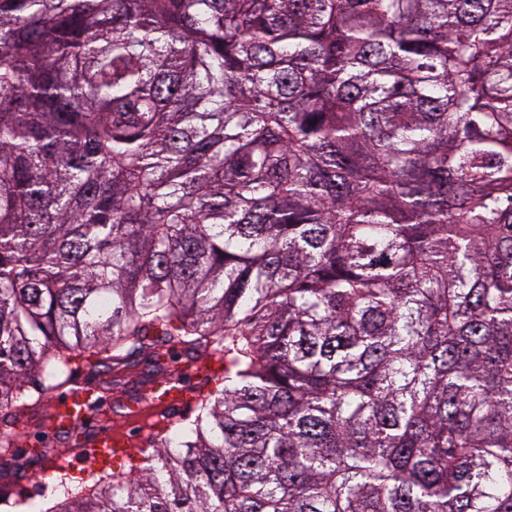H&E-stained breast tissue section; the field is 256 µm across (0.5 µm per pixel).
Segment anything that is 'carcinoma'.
<instances>
[{
	"label": "carcinoma",
	"instance_id": "obj_1",
	"mask_svg": "<svg viewBox=\"0 0 512 512\" xmlns=\"http://www.w3.org/2000/svg\"><path fill=\"white\" fill-rule=\"evenodd\" d=\"M175 349L40 512H512V0H0V453ZM185 361L184 357L169 360V368L166 372L157 373L150 371L151 367L145 368L141 365L138 372L139 376L134 374L126 377L121 381V385L117 388L107 386L106 382L111 381L112 374L105 372L97 376L87 375V370H81L77 373V381H95L102 385L103 395L105 396L104 411L110 415L112 421V430L114 428L122 429L135 436L138 433V427L134 420L127 415V407L135 406L134 400L138 396L141 385L138 382L148 383L156 378V383L161 377L170 379L178 374L179 366ZM122 390V391H121ZM64 393V392H62ZM61 390L47 394L35 406H33L28 414L20 419L13 427L20 430V448H40L35 446L33 441L28 442V436L33 432L37 436H43L44 441L48 444V448H57L65 450V454L70 461L72 467L69 475L74 474L82 478H86L92 473V464L90 459L97 465L102 466V470L111 468L112 460L123 453V448L129 443V435L125 432L116 430H107L104 432L94 433L92 437L86 441L85 437L80 435L81 430L92 419V414L96 412L100 405V398L96 395L97 391L87 384L77 382L74 387L61 399L54 402L45 417V426L53 430L56 434H75L81 443H86L91 447L89 457H85L83 446H78L63 439L57 435L45 434L43 427V419L49 408L51 401L58 395ZM120 404V408L117 404ZM67 452V453H66ZM90 458V459H89ZM200 375L185 377V382L190 387L178 380L167 381L154 390L153 395L146 401L139 403L137 409L132 412L140 422L139 428L154 434L163 425V420L168 422L172 415L191 406L195 397L191 387L201 386L205 382Z\"/></svg>",
	"mask_w": 512,
	"mask_h": 512
}]
</instances>
